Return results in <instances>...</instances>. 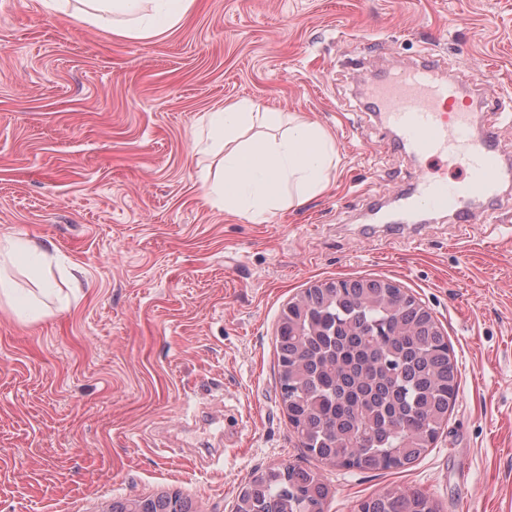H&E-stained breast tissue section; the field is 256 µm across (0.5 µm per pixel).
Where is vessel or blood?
Returning <instances> with one entry per match:
<instances>
[{
  "label": "vessel or blood",
  "instance_id": "obj_1",
  "mask_svg": "<svg viewBox=\"0 0 512 512\" xmlns=\"http://www.w3.org/2000/svg\"><path fill=\"white\" fill-rule=\"evenodd\" d=\"M439 62L425 56L391 66L376 79L365 102L397 133L399 147L419 162L415 187L404 199L408 213L430 211L451 216L468 228L491 221L489 213L474 214L470 203L482 199L496 205L508 174L494 129L480 136L471 132L478 105L472 87L452 74L439 80ZM458 172L449 180V172Z\"/></svg>",
  "mask_w": 512,
  "mask_h": 512
}]
</instances>
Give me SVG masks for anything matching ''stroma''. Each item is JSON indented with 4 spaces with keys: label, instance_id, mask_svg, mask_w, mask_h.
<instances>
[{
    "label": "stroma",
    "instance_id": "obj_1",
    "mask_svg": "<svg viewBox=\"0 0 512 512\" xmlns=\"http://www.w3.org/2000/svg\"><path fill=\"white\" fill-rule=\"evenodd\" d=\"M478 86L475 133L512 162V0H197L128 40L0 0V239L79 272L69 312L0 310V512H110L178 491L234 512L251 473L310 465L288 425L275 336L321 282L399 284L448 336V424L395 470L322 466L325 512L395 487L441 512H512V183L491 224L432 215L418 240L366 232L418 163L359 81L427 52ZM248 99L334 139L332 185L254 223L208 198L200 119Z\"/></svg>",
    "mask_w": 512,
    "mask_h": 512
}]
</instances>
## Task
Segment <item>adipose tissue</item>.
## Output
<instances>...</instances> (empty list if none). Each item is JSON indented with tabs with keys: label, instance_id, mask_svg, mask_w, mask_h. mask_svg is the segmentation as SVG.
Masks as SVG:
<instances>
[{
	"label": "adipose tissue",
	"instance_id": "obj_1",
	"mask_svg": "<svg viewBox=\"0 0 512 512\" xmlns=\"http://www.w3.org/2000/svg\"><path fill=\"white\" fill-rule=\"evenodd\" d=\"M195 0H41L48 12L73 14L89 26L120 37L147 40L180 24ZM207 136L196 139L198 152L221 156L222 174L210 185L209 199L225 211L257 222L267 214L304 203L332 182L337 154L332 137L316 123L265 112L250 101H235L201 119ZM286 127L281 136L257 141L242 138L254 124ZM5 250L26 271L29 289L0 273V308L35 322L48 311L69 310L70 298L46 274L47 255L29 241L17 239Z\"/></svg>",
	"mask_w": 512,
	"mask_h": 512
}]
</instances>
